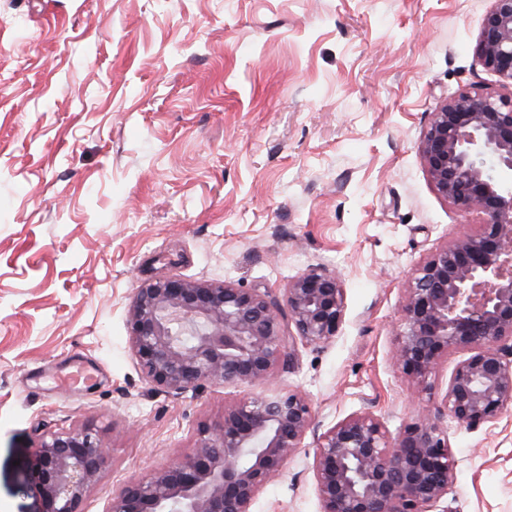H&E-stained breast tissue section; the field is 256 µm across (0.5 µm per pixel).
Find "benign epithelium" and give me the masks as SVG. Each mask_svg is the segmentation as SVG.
<instances>
[{"label": "benign epithelium", "mask_w": 512, "mask_h": 512, "mask_svg": "<svg viewBox=\"0 0 512 512\" xmlns=\"http://www.w3.org/2000/svg\"><path fill=\"white\" fill-rule=\"evenodd\" d=\"M477 54L512 82V0H493ZM419 150L437 194L484 214L486 223L414 269L395 364L430 391L442 358L469 356L454 368L442 406L408 424L395 444L371 412L318 437L313 472L323 512H449L436 510L455 481L443 416L477 428L512 410V94L451 98L432 113ZM284 300L286 327L266 289L158 276L130 303L131 349L144 377L169 393L206 381L265 380L279 364H293L296 342L330 341L345 316L339 277L324 269L291 280ZM311 423V407L297 392L242 398L221 422L199 428L191 454L116 491L108 512H252ZM106 457L90 428L46 437L31 472L42 487V512H81Z\"/></svg>", "instance_id": "benign-epithelium-1"}]
</instances>
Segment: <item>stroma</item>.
Masks as SVG:
<instances>
[{"label": "stroma", "mask_w": 512, "mask_h": 512, "mask_svg": "<svg viewBox=\"0 0 512 512\" xmlns=\"http://www.w3.org/2000/svg\"><path fill=\"white\" fill-rule=\"evenodd\" d=\"M492 0H0V512H40L54 432L108 458L82 502L190 454L199 427L274 386L301 393L302 448L253 512H322L318 436L369 411L397 440L437 408L393 360L413 268L484 217L432 188L418 145L447 99L512 93L476 53ZM337 273L336 336L271 381L174 395L143 376L127 310L161 275L282 298ZM92 378L63 385L70 359ZM455 512H512V414L444 417Z\"/></svg>", "instance_id": "35a3bbf8"}]
</instances>
